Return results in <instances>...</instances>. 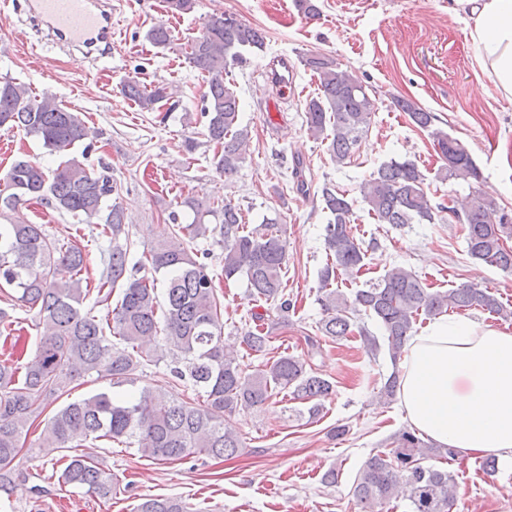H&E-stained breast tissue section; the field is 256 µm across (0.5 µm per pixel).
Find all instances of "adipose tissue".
<instances>
[{
	"mask_svg": "<svg viewBox=\"0 0 512 512\" xmlns=\"http://www.w3.org/2000/svg\"><path fill=\"white\" fill-rule=\"evenodd\" d=\"M472 39L501 93L512 97V0H459ZM398 398L403 418L466 456L512 458V333L438 318L408 342Z\"/></svg>",
	"mask_w": 512,
	"mask_h": 512,
	"instance_id": "1",
	"label": "adipose tissue"
}]
</instances>
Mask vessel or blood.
I'll use <instances>...</instances> for the list:
<instances>
[{
  "mask_svg": "<svg viewBox=\"0 0 512 512\" xmlns=\"http://www.w3.org/2000/svg\"><path fill=\"white\" fill-rule=\"evenodd\" d=\"M30 12L44 18L60 45H101L112 50V9L108 0H29Z\"/></svg>",
  "mask_w": 512,
  "mask_h": 512,
  "instance_id": "1",
  "label": "vessel or blood"
}]
</instances>
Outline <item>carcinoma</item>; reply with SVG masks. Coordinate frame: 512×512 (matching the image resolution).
Returning a JSON list of instances; mask_svg holds the SVG:
<instances>
[{
	"mask_svg": "<svg viewBox=\"0 0 512 512\" xmlns=\"http://www.w3.org/2000/svg\"><path fill=\"white\" fill-rule=\"evenodd\" d=\"M156 47L171 44L168 28L158 24L147 32ZM264 32L234 15L211 16L202 34L188 42L185 58L208 75L202 116L206 135L220 148L216 169L230 179L237 174L247 147V134L239 128L240 100L226 84L229 68L246 63L244 50H263ZM319 82L320 95L306 106L308 130L329 141L328 152L342 163L356 152L367 131L374 103L368 88L353 73L320 54L303 59ZM130 100L154 105L172 102L169 86L148 88L138 80L123 84ZM412 122L431 130L442 165V180L477 182L481 172L468 148L457 138L433 128L435 116L413 101L395 100ZM21 129L41 141L51 152H69L85 144L77 156L69 153L56 168L28 160L15 161L0 193V215L35 200L60 214L102 227L112 241L103 257L97 302L119 291L111 310V336L83 304L90 288L83 286L87 254L69 242L46 234L41 224H0V292L16 293V301L34 312L40 339L32 356L22 365L0 361V493L10 497L26 485L29 475L16 460L24 447L37 449L47 459L60 488L76 486L100 498L112 495L117 478L87 455L66 451L91 440L137 445L141 456L169 463L190 456L214 459L237 455L242 443L232 425L237 408L263 405L275 391L286 390L293 400L312 403L308 413L319 414L321 401L333 384L294 355L265 361L247 374L240 362L224 350L221 303L206 263L184 246L174 228L166 225L156 235L144 259L130 264L124 209L110 168L89 170L80 157L92 144L89 129L65 104L44 96L31 98L28 87L11 77L0 78V129ZM426 175L412 160H390L371 173L361 189L362 201L374 220L401 228L407 224H433L441 213L464 225L467 252L473 259L512 275V212L501 211L494 220L495 201L476 193L467 207L432 203L424 185ZM321 197L331 219L325 226L328 260L320 272L322 310L319 331L342 338L351 333L353 315L374 317L382 331L392 372L380 389L390 399L399 389V361L406 342L416 332L420 317L435 319L449 313L481 309L504 321L512 308L485 288L463 283L446 291H432L416 274L395 266L377 282L350 295L333 287L338 271L364 266L366 252L352 232L353 208L345 192L325 184ZM224 234V277H243L254 301L271 302L281 316L291 308L284 292L287 243L275 230L277 219H264L262 230L244 231L241 209L231 202L221 206ZM149 268L153 277H139ZM165 280L159 299L157 276ZM254 326L242 343L254 353L266 350L270 332L266 315L252 313ZM171 357L170 374L191 384L194 395L178 398L160 389L142 388L134 396L97 392L53 407L85 376L108 381L113 388L133 384L136 372L149 362ZM40 429L35 442L24 437ZM455 456L454 449L425 443L415 432L399 433L396 446L368 458L353 483L352 495L360 512H382L397 488L410 486V512H452L458 487L454 476L438 463ZM180 498L149 496L134 512H190Z\"/></svg>",
	"mask_w": 512,
	"mask_h": 512,
	"instance_id": "1",
	"label": "carcinoma"
}]
</instances>
